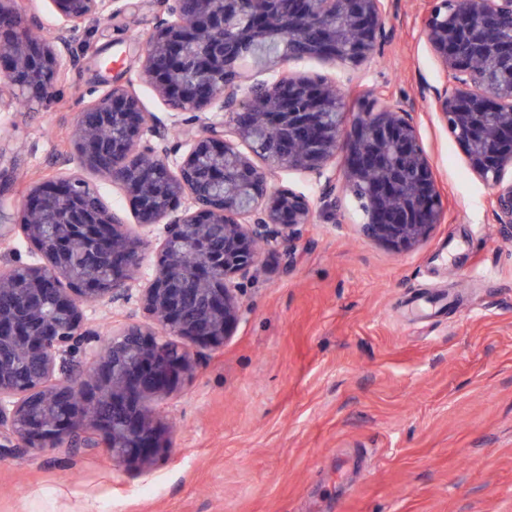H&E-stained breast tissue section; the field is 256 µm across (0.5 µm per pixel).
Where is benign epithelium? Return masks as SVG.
I'll use <instances>...</instances> for the list:
<instances>
[{
    "mask_svg": "<svg viewBox=\"0 0 512 512\" xmlns=\"http://www.w3.org/2000/svg\"><path fill=\"white\" fill-rule=\"evenodd\" d=\"M0 0V103L9 91L37 103L49 102L64 76L70 56V35L91 16L121 13L122 0H52L59 24L56 34L38 38L36 14L23 16ZM324 16L340 19L326 30L312 57L355 69L377 52L383 36V0H316ZM142 51L136 76L114 84L89 107L112 127V141L99 143L91 128L78 120L74 151L81 168L120 185L137 223L167 225L155 255L154 273L139 299L153 326L126 325L112 332V355L92 346L86 369L99 388L83 400V408L58 422L57 406L73 381L55 378L57 359L67 350L89 343L83 330L82 306L110 299L126 301L139 283L141 242L123 229L125 219L102 203L84 202L86 181L60 173L40 181L25 195L14 223L0 213V246L21 234L38 249L41 261L0 269V282L19 270L26 292L47 291L51 281L70 284L54 292L55 306L69 313L66 327L43 328L41 309L26 308L24 323L0 307V330L12 328L0 342H11L40 359L35 379L19 384L12 370L0 364V447L41 451L71 445L102 444L113 461L145 464L164 448L165 427L147 406L167 397L193 367L192 347H218L238 318L237 279L256 261L257 247L292 245L312 223L309 199L290 188L273 190L276 170L324 175L328 161L343 152V185L360 193L365 216L362 234L394 250H409L441 222L445 202L427 152L413 121L411 105L389 103L372 93L367 112H344L343 90L326 77L288 72V59L263 47V63L274 75L253 82L237 62L236 73L224 78L228 43L244 36L262 37L270 12L238 19L229 16L239 0H164ZM512 0H428L422 17L426 41L445 75L433 92L434 111L448 136L464 149L471 172L492 192L496 222L512 232ZM289 36L307 29L305 10L288 16ZM147 84L177 112L192 116L180 123V138L169 146L165 125L149 123L135 88ZM276 126L288 139L260 151L262 163L242 152L238 142H252L258 129ZM224 227V256L211 251L215 225ZM52 228L55 245L79 247L95 240L112 254V290L98 287L97 270L88 265L80 278L56 260L46 240ZM200 254L202 262L187 268L179 244ZM191 277L206 298L202 320L186 319L181 277ZM183 339L177 353L164 348L166 336ZM134 355L132 374L120 373L115 360ZM112 397L126 425L109 429L95 410L99 397Z\"/></svg>",
    "mask_w": 512,
    "mask_h": 512,
    "instance_id": "7a95c632",
    "label": "benign epithelium"
}]
</instances>
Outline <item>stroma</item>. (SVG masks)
<instances>
[{"label":"stroma","instance_id":"stroma-1","mask_svg":"<svg viewBox=\"0 0 512 512\" xmlns=\"http://www.w3.org/2000/svg\"><path fill=\"white\" fill-rule=\"evenodd\" d=\"M74 31L58 99L0 108V208L32 182L81 173L142 243L151 276L165 227L137 224L122 189L81 170L76 118L108 80L134 75L164 7L124 0ZM427 0H386L379 54L350 100H408L446 202L441 224L398 252L367 239L351 193L336 210L312 175L279 172L314 214L294 247L262 250L240 279L223 348L156 406L168 446L125 467L104 448L0 450V512H512V237L430 101L445 76L423 35ZM95 345L149 324L137 296L83 307Z\"/></svg>","mask_w":512,"mask_h":512}]
</instances>
